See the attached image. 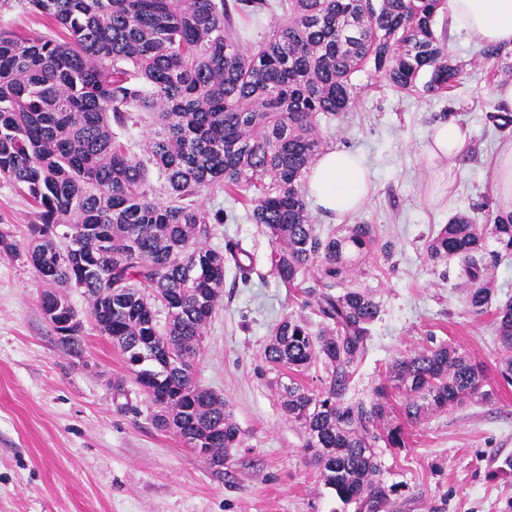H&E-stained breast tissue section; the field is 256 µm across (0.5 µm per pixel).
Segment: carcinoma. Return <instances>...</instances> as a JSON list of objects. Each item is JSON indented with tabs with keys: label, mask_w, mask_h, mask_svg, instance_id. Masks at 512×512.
I'll return each instance as SVG.
<instances>
[{
	"label": "carcinoma",
	"mask_w": 512,
	"mask_h": 512,
	"mask_svg": "<svg viewBox=\"0 0 512 512\" xmlns=\"http://www.w3.org/2000/svg\"><path fill=\"white\" fill-rule=\"evenodd\" d=\"M37 13L49 34L27 37L0 25V180L34 208L27 251L46 282L82 290L101 334L132 373L148 372L164 399L161 429L222 465L241 430L224 398L199 386L193 364L224 293V254L203 239L224 223L203 192L243 193L250 220L272 243L279 283L306 291L322 319L314 332L285 318L264 350L267 363L329 371L313 392L291 383L281 407L308 435L324 485L355 512H383L389 490L377 448L405 444L429 412L487 400L483 367L451 343L394 360L390 378L404 394L402 421L377 433L384 392L344 401L351 368L369 348L380 305L347 279L376 246L368 224L323 233L303 178L322 153V118H340L367 66L392 86L441 97L461 85L435 20L447 0H0ZM281 13L254 51L241 47L234 14ZM146 123L135 152L121 133ZM494 242L500 249L490 248ZM434 264L455 261L469 308L495 307L498 340L512 349V298L493 305L489 271L512 252V213L485 202L455 214L428 241ZM341 291L334 292L335 288ZM59 317L73 319L70 351L83 327L68 294ZM166 311L164 324L156 306Z\"/></svg>",
	"instance_id": "carcinoma-1"
}]
</instances>
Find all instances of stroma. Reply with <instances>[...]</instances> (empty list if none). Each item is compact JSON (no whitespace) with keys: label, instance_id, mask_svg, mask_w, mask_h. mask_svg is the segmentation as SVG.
Segmentation results:
<instances>
[{"label":"stroma","instance_id":"stroma-1","mask_svg":"<svg viewBox=\"0 0 512 512\" xmlns=\"http://www.w3.org/2000/svg\"><path fill=\"white\" fill-rule=\"evenodd\" d=\"M435 31L463 67L452 94L398 90L365 68L352 77L356 99L323 128L326 146L360 153L374 190L350 223L370 225L390 256L371 252L358 278L381 304L370 347L348 384L347 398L368 399L388 381L394 359L444 341L482 364L495 396L434 411L410 429L404 447L380 451L393 493L385 512H512V385L498 373L507 352L493 313L473 315L455 265L437 266L424 243L457 213L493 199V165L512 129H496L492 90L512 81L503 63L478 57L476 43L439 14ZM456 119L469 149L448 173L431 166L423 147L432 124ZM206 209H223L208 248L241 246L248 272L224 267V293L193 367L201 387L224 397L241 429L239 447L221 466L205 464L175 434L157 428L145 393L111 339L87 318L88 302L69 289L85 314L82 350L70 354L41 309L48 285L26 258L34 220L28 201L0 182V232L17 245L0 254V512H354L321 481L300 424L281 408L283 385L318 389L323 363L294 372L266 363L276 326L294 315L318 324L303 295L280 286L272 246L244 202L204 192ZM124 392H115L116 383Z\"/></svg>","mask_w":512,"mask_h":512}]
</instances>
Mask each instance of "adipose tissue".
Instances as JSON below:
<instances>
[{
    "mask_svg": "<svg viewBox=\"0 0 512 512\" xmlns=\"http://www.w3.org/2000/svg\"><path fill=\"white\" fill-rule=\"evenodd\" d=\"M455 30L486 45L512 50V0H447ZM467 150V137L455 119L437 122L424 152L431 163H441ZM372 188L363 158L348 150L324 152L308 176V192L323 211L337 217L359 212Z\"/></svg>",
    "mask_w": 512,
    "mask_h": 512,
    "instance_id": "adipose-tissue-1",
    "label": "adipose tissue"
}]
</instances>
